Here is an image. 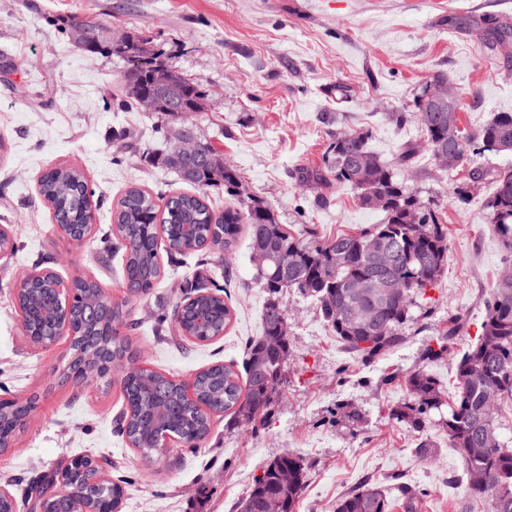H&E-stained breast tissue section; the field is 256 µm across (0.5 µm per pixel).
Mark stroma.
I'll return each mask as SVG.
<instances>
[{
  "instance_id": "obj_1",
  "label": "stroma",
  "mask_w": 512,
  "mask_h": 512,
  "mask_svg": "<svg viewBox=\"0 0 512 512\" xmlns=\"http://www.w3.org/2000/svg\"><path fill=\"white\" fill-rule=\"evenodd\" d=\"M74 16L148 42L202 85L204 110L180 121L241 176L238 196L209 191L214 213L258 200L291 230L312 227L326 238L381 223L383 212L362 209L350 187L308 177L323 168L337 134L368 132L371 151L448 229L445 273L413 308L404 343L362 363L311 298L284 292L288 359L269 418L233 429L213 416L197 451L175 442L151 462L112 431L119 388L78 391L61 383L67 343L36 349L22 334L13 289L21 270L44 263L62 279L97 281L140 325L127 335L136 365L179 380L217 362L243 365L267 298L250 238L241 234L223 280L233 318L223 336L200 345L155 333L154 317L212 267L193 257L165 262L152 293L131 301L116 270L93 262L126 188L139 186L161 205L187 186L144 163L141 149L161 147L166 121L127 102L118 57L84 56L69 40L64 26ZM486 16L512 24V0H0V225L20 246L0 255V386L40 398L14 447L0 453V485L14 492L73 457L103 456L112 461L111 477L129 481L122 512H237L263 466L288 451L308 466L296 512H336L340 497L368 482L426 489L414 512H487L485 500L469 498L441 427L418 434L391 416L407 398L406 374L442 336L448 352L430 370L453 389L452 362L476 343L489 292L512 259L485 210L495 189L489 174L512 164V155L472 156L470 166L485 175L469 190L465 169L435 164L414 118L416 97L438 72L447 73L471 131L512 113V51L469 29ZM399 112L406 124L395 122ZM62 163L82 169L93 192L95 221L79 246L58 232L38 192L43 171ZM452 316L460 319L453 334ZM424 440L434 455L418 453Z\"/></svg>"
}]
</instances>
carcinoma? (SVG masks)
Returning a JSON list of instances; mask_svg holds the SVG:
<instances>
[{
	"instance_id": "obj_1",
	"label": "carcinoma",
	"mask_w": 512,
	"mask_h": 512,
	"mask_svg": "<svg viewBox=\"0 0 512 512\" xmlns=\"http://www.w3.org/2000/svg\"><path fill=\"white\" fill-rule=\"evenodd\" d=\"M76 25L89 32L80 47L85 55H115L121 60L122 89L133 103H139L142 93L149 90L159 95L158 111L172 120L203 111L201 85L173 69L162 53L148 50L146 43L135 37L129 38L121 49L103 50L97 38L103 31L100 23L78 17L67 21L69 30ZM481 30L504 49L512 48V27L508 24L485 18ZM460 111L458 102L451 112H436L424 96L417 98L416 120L434 160H439L448 148L441 134L450 126L460 136L459 145L448 153L445 167L450 170L464 165L475 144L484 152L512 153L511 112L498 113L471 136L460 127ZM179 134L174 131L166 149L148 151L144 159L154 168L172 170L193 190L170 196L161 208L144 189L128 188L113 210L114 233H106L98 240L97 257L107 264L121 256L122 285L130 296L139 297L149 293L164 275L160 248H165L172 259L196 254L206 264L222 267L224 251L235 245L245 228L252 248H265L288 260V271L274 263L257 271L272 295L263 308L261 335L248 344L243 372L214 363L198 374L195 402L187 401L177 380L168 375L147 368H127V340H112V359L119 363L123 399L122 408L113 417V432L148 462L158 455L167 434L178 437L191 450L197 449L200 440L208 435L211 422L200 415L199 402L227 414L233 426H249L258 417L270 414L288 357V323H280L272 303L284 290L295 288L313 297L336 337L361 361L372 362L401 344L411 307L440 280L448 255L447 232L435 211L397 180L393 170L369 149L365 132L336 136L328 147L327 165L312 178L320 181L325 173L333 176L356 192L361 208L382 211L384 221L356 234L332 238L292 232L288 225L278 223L270 208L261 202L252 203L244 211L228 207L224 213L215 214L208 204L207 192L222 190L234 197L240 176L205 140L200 141V151L209 162L175 166L173 153ZM493 182L495 190L487 205L490 223L512 248V165L497 169ZM39 193L74 224L84 221L93 197L84 172L68 165L44 172ZM387 274L395 294L381 311L382 330L374 335L350 319L360 305L369 302L368 297L354 293V285L377 282ZM73 288L75 312L81 315L75 326L77 336H104L110 320L123 324L124 305H112L110 313L102 308L99 284L78 277ZM15 301L35 313V335L52 332V307L40 308L38 298L31 293L22 292ZM230 322L224 285L213 278H198L172 313L163 311L157 315L155 331L179 335L187 332L211 341L223 335ZM454 371L457 386L449 404L440 381L432 373L424 367L411 371L405 377L408 401L396 407L393 416L420 432L432 414H440L443 407H448L447 417L442 420L448 446L457 451L466 475L477 476L468 481L469 495L488 499L493 512H512V449L503 438L497 419L498 407L512 403V260L501 269L491 290L477 342L455 360ZM0 407L4 409L0 434L9 435L13 420L20 413L18 400L0 399ZM284 469L295 476L286 490L278 480ZM56 477L55 472L46 474L37 493L30 483L23 489L22 500L32 512L53 501L45 495ZM306 482L303 458L285 451L268 462L263 475L254 478L240 503V512H295ZM395 490L396 497L383 486L366 484L338 500L336 512H393L398 498L403 500L405 512H413L415 500L425 495L424 490L408 486H397Z\"/></svg>"
}]
</instances>
